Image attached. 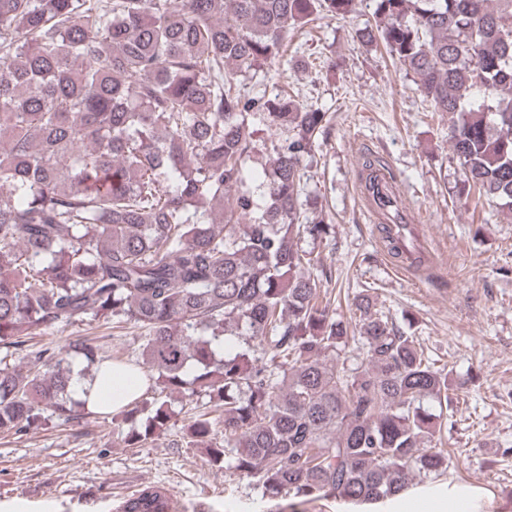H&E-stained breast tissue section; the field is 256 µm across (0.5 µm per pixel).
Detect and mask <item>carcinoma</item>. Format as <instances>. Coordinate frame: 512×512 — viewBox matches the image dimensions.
Masks as SVG:
<instances>
[{"mask_svg":"<svg viewBox=\"0 0 512 512\" xmlns=\"http://www.w3.org/2000/svg\"><path fill=\"white\" fill-rule=\"evenodd\" d=\"M382 43L416 76L468 185L512 212V0H371ZM355 0H0V431L90 412L70 396L112 363L88 339L31 351L61 322L133 324L126 367L160 393L112 420L139 448L206 397L182 428L216 470L264 495L353 504L448 468L440 408L453 385L369 294L350 322L317 302L302 238L304 162L326 113L238 85L282 57L288 33ZM253 112L284 136L265 180L243 167ZM233 194V207L224 195ZM391 256L420 264L383 227ZM244 348L220 351L227 337ZM362 344L365 364L347 355ZM142 488L120 512H172Z\"/></svg>","mask_w":512,"mask_h":512,"instance_id":"obj_1","label":"carcinoma"}]
</instances>
